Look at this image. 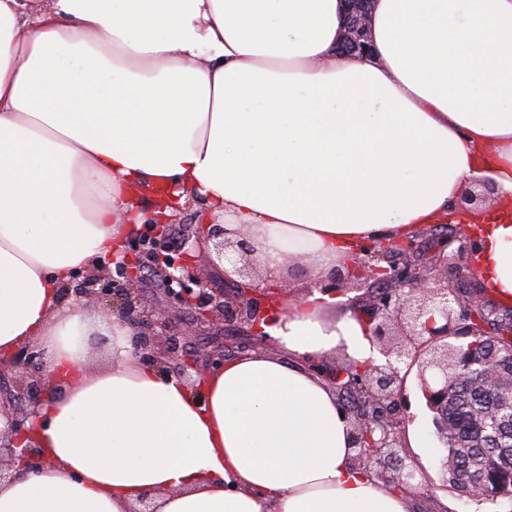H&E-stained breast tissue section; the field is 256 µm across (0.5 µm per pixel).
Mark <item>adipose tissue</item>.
Wrapping results in <instances>:
<instances>
[{
	"label": "adipose tissue",
	"mask_w": 512,
	"mask_h": 512,
	"mask_svg": "<svg viewBox=\"0 0 512 512\" xmlns=\"http://www.w3.org/2000/svg\"><path fill=\"white\" fill-rule=\"evenodd\" d=\"M344 0H0V351L57 380L36 405L47 463L0 512H412L354 465V425L310 360L378 361L325 292L354 253L479 223L478 274L512 304V0H372L370 53L336 60ZM489 180L488 213L454 205ZM196 200L259 270L308 265L258 350L203 397L102 332L59 283L143 223V192Z\"/></svg>",
	"instance_id": "obj_1"
}]
</instances>
